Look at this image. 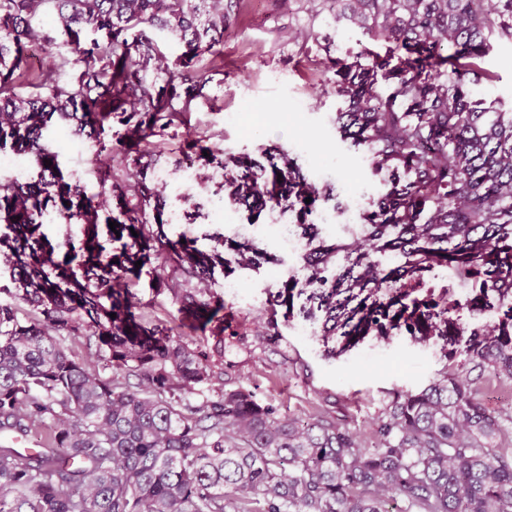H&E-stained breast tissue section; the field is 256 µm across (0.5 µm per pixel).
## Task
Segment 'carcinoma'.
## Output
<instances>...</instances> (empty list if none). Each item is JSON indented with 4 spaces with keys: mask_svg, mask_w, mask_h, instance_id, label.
I'll list each match as a JSON object with an SVG mask.
<instances>
[{
    "mask_svg": "<svg viewBox=\"0 0 512 512\" xmlns=\"http://www.w3.org/2000/svg\"><path fill=\"white\" fill-rule=\"evenodd\" d=\"M337 2L336 24L387 49L327 59L336 134L388 177L361 236L327 239L311 216L320 199L344 209L333 188L286 155L235 160L228 202L251 213L284 206L315 243L302 278L269 292L267 332L279 333L277 308L294 318L302 296L299 314L328 358L370 336H407L443 342L454 365L392 392L361 436L322 410L301 425L226 388L223 296L174 295L213 337L204 349L136 317L125 276L141 274L135 262L150 251L181 247L147 218L143 158L197 108L241 0H0V152L30 156L28 180L0 177V224L14 233L0 244L16 284L0 288L13 298L0 303V434L43 433L37 448L0 446V512H512V414L480 398L483 383L512 384V110L486 105L481 91L492 42L512 40V0ZM167 36L184 46L172 65L158 52ZM68 68L78 75L60 81ZM58 124L96 147L97 193L66 179L48 135ZM112 197L116 211L102 220ZM45 211L59 224L118 223L120 252L103 256L94 232L81 260H55L39 232ZM234 250L243 268L269 261L250 239ZM185 256L188 283L221 260L195 247ZM448 267L469 294L427 287ZM88 330L110 380L60 342Z\"/></svg>",
    "mask_w": 512,
    "mask_h": 512,
    "instance_id": "carcinoma-1",
    "label": "carcinoma"
}]
</instances>
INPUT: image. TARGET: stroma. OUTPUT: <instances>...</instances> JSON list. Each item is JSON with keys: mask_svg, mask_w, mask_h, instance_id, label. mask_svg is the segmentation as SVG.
<instances>
[{"mask_svg": "<svg viewBox=\"0 0 512 512\" xmlns=\"http://www.w3.org/2000/svg\"><path fill=\"white\" fill-rule=\"evenodd\" d=\"M364 48L381 53L385 44L357 27L329 24L312 10L310 0H244L224 33V69L213 76L210 102L191 112L187 124L156 139L161 150L158 165L168 172L161 188L167 236L203 251L219 249L229 265L216 267L212 277L189 281L181 260L161 264L153 258L149 264L158 267V275L126 278L145 314L163 320L193 347L201 339L174 303L175 290L189 284L223 294L224 376L232 386L251 390L260 401L301 419L321 408L336 423L361 433L380 414L389 392L424 387L445 370L449 360L441 344L371 337L328 359L318 336L301 333L298 317L280 323L279 336L268 338V289L298 275L299 260L278 245L276 211L267 209L254 217L244 206L227 205L224 181L236 174L238 156L288 154L310 182L337 189L347 204L345 214L334 215L332 224L323 226V236L358 235L359 211L382 185L371 174L364 152L349 150L336 137L338 102L331 92L333 73L324 59ZM484 67L495 76L483 86L486 101L512 104V44L495 43ZM192 133L209 136L217 160L193 161L203 184L188 189L181 184L178 161ZM60 160L65 175L90 192L98 191L101 169L91 142H84L79 151L63 147ZM175 212L193 213L197 219L174 224L170 218ZM218 237L224 238L223 246H215ZM246 238L273 257L260 271L236 265L232 244ZM228 283L237 284L239 294L226 293Z\"/></svg>", "mask_w": 512, "mask_h": 512, "instance_id": "stroma-1", "label": "stroma"}]
</instances>
